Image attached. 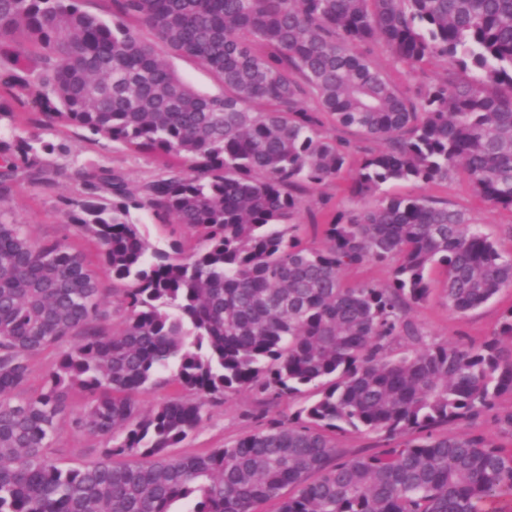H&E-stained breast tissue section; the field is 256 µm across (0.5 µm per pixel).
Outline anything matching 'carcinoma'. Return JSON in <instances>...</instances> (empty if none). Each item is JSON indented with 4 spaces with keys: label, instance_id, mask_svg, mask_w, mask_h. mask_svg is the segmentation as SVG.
<instances>
[{
    "label": "carcinoma",
    "instance_id": "cac0c4a2",
    "mask_svg": "<svg viewBox=\"0 0 512 512\" xmlns=\"http://www.w3.org/2000/svg\"><path fill=\"white\" fill-rule=\"evenodd\" d=\"M448 68L412 99L372 63ZM205 69L199 93L168 62ZM260 108H253V104ZM0 512H498L512 501V448L465 427L512 396V307L482 344L434 343L410 317L431 274L458 314L512 287V254L460 209L389 196L395 181L464 173L512 212V0H0ZM353 128L366 154L351 192L375 206L334 214L320 245L295 235L303 195L334 181ZM40 128L52 131L46 140ZM81 141L105 139L154 164L74 172L59 214L91 238L123 284L70 244L35 239L10 203L55 187ZM184 226L150 245L134 213ZM388 264L383 287L343 270ZM118 326L111 327L114 316ZM64 349L44 388L31 359ZM168 373L149 412L136 395ZM312 397L288 420L206 453L173 456L230 392ZM78 389L83 409L67 413ZM102 439L64 467L60 422ZM382 436L337 459L336 434Z\"/></svg>",
    "mask_w": 512,
    "mask_h": 512
}]
</instances>
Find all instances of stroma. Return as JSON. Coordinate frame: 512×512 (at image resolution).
Returning <instances> with one entry per match:
<instances>
[{"instance_id": "35a3bbf8", "label": "stroma", "mask_w": 512, "mask_h": 512, "mask_svg": "<svg viewBox=\"0 0 512 512\" xmlns=\"http://www.w3.org/2000/svg\"><path fill=\"white\" fill-rule=\"evenodd\" d=\"M372 59L387 73L398 89L407 94L413 93L419 83L440 79L446 71V65L441 61L430 62L419 74L393 68L390 53L381 44L374 46ZM91 160L122 167L134 184L153 170L148 159L131 155L107 141L103 140L95 145L80 142L73 148L71 155L64 159L66 173L58 177L52 191L34 197L27 194L19 196L12 202L11 210L16 219L28 224L33 237L55 238L70 243L83 251L88 261L94 264L98 261L94 242L90 238L77 236L74 228L56 215L58 197L80 196L81 185L75 180L73 173ZM357 170V165H350L333 182L306 192L297 229L303 242L319 244L321 224L332 213L358 211L373 206V199L355 198L349 192ZM389 191L399 196L426 195L465 210L481 224L483 230L503 251L512 252V235L507 232L508 225L512 224V212L481 200L473 193L464 176L429 185L398 183L391 185ZM511 308L512 288L504 289L487 305L464 315L449 310L441 293L436 291L426 303L412 307L410 314L426 335L437 342H469L478 345L491 336L503 313ZM296 409V403L291 400L270 402L251 390L227 394L222 403L211 407L202 425L178 447L173 448L172 453L180 456L224 447L242 436L263 429L270 422L287 419ZM100 445L99 438L86 433H73L66 423L62 424L55 442L57 458L66 467L95 460L96 449Z\"/></svg>"}]
</instances>
